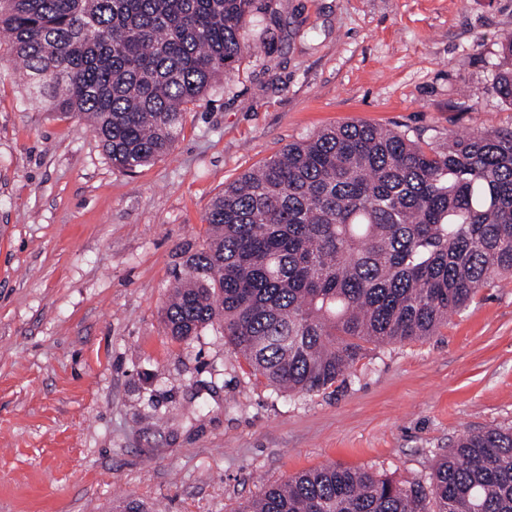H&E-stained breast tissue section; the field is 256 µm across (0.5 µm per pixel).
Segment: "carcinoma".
Segmentation results:
<instances>
[{
  "label": "carcinoma",
  "instance_id": "cac0c4a2",
  "mask_svg": "<svg viewBox=\"0 0 512 512\" xmlns=\"http://www.w3.org/2000/svg\"><path fill=\"white\" fill-rule=\"evenodd\" d=\"M276 0H0L27 100L87 120L112 166L168 154L182 112L233 76ZM497 96L512 106V35ZM208 238L161 310L187 340L217 325L271 386L346 380L363 343L432 336L512 273V126L436 146L347 124L288 144L224 186ZM241 512H512V428L458 440L428 483L341 466L290 476Z\"/></svg>",
  "mask_w": 512,
  "mask_h": 512
}]
</instances>
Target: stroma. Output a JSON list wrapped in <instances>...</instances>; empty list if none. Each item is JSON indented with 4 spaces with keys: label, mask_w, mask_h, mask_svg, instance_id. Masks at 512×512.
Here are the masks:
<instances>
[{
    "label": "stroma",
    "mask_w": 512,
    "mask_h": 512,
    "mask_svg": "<svg viewBox=\"0 0 512 512\" xmlns=\"http://www.w3.org/2000/svg\"><path fill=\"white\" fill-rule=\"evenodd\" d=\"M279 11L133 173L0 74V512H239L334 463L424 481L461 435L512 426V278L435 336L367 345L319 393L273 390L220 329L167 336L164 293L212 199L289 143L352 122L430 145L512 126L493 90L512 0Z\"/></svg>",
    "instance_id": "obj_1"
}]
</instances>
